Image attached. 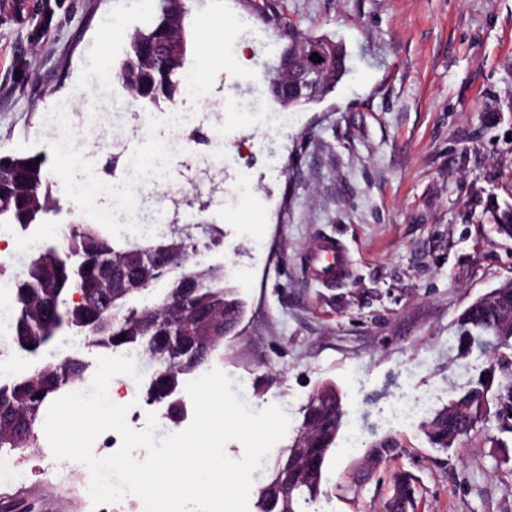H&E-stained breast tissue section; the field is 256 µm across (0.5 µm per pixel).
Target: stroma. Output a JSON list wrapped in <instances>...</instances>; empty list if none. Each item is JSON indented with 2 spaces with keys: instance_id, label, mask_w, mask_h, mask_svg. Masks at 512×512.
Wrapping results in <instances>:
<instances>
[{
  "instance_id": "1",
  "label": "stroma",
  "mask_w": 512,
  "mask_h": 512,
  "mask_svg": "<svg viewBox=\"0 0 512 512\" xmlns=\"http://www.w3.org/2000/svg\"><path fill=\"white\" fill-rule=\"evenodd\" d=\"M149 15L146 0H0V153L50 159L56 211L40 243L92 220L119 245L169 238L192 214L208 224L194 261L223 266L244 305L238 335L208 366L244 379L253 410L276 404L290 417L265 467L318 388L342 398L321 492L301 512H386L398 472L418 482L416 512H512V432L496 419L443 450L419 423L385 417L399 401L440 407L488 367L512 372V349L464 354L456 340L463 310L512 281V239L490 221L512 204V0H189L186 71L204 95L179 104L223 121L224 167L195 189L194 156L170 152L158 175L174 191L168 218L143 233L113 225L128 186L106 159L116 142L150 158L172 136L163 112L149 133L117 125L72 156L47 116L125 111L128 92L99 76ZM293 35L341 44L349 73L284 110L255 76ZM321 236L352 258L333 287L306 264ZM389 435L396 454L366 462L367 443ZM47 444L12 452L23 477H0V512H95L86 466L43 473Z\"/></svg>"
}]
</instances>
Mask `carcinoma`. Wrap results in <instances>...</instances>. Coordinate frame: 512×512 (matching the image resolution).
Returning <instances> with one entry per match:
<instances>
[{
  "label": "carcinoma",
  "mask_w": 512,
  "mask_h": 512,
  "mask_svg": "<svg viewBox=\"0 0 512 512\" xmlns=\"http://www.w3.org/2000/svg\"><path fill=\"white\" fill-rule=\"evenodd\" d=\"M159 18L150 26L136 31L129 40V54H134L137 38L157 43L166 37L158 27ZM336 76L326 80L314 76L301 85V96L320 98L336 87L347 73L346 55L335 47ZM151 97L131 93L136 101L154 107L174 102L181 94V71L166 74L159 66L147 72ZM0 198L7 206L0 210V224L21 229L42 223L52 211L44 155L0 154ZM491 220L497 231L512 237V206L494 213ZM142 251L145 268L157 263L167 265L162 281L167 288L152 296L153 289L135 284L115 293L112 282L100 277L104 268L131 250ZM196 255L192 236L174 233L163 241L132 242L119 246L97 224H74L67 234L64 248L40 246L28 253L16 276L11 299L9 329L14 345L25 354L47 352L51 360L30 363L21 371L0 377V449L11 451L30 448L37 441V429L47 409L60 394L72 391L85 381L88 362L77 354H61L55 344L60 330L75 336H93L96 347L116 353L141 347L150 355L155 368L144 390L146 404L167 406L170 419L178 421L183 412L182 389L191 375L208 361L224 341L210 345L199 343L194 324L200 305L214 310L222 319L227 313L243 310L242 304L224 289V267H200L190 263ZM198 272L204 287L186 292L181 277ZM81 300H73L74 295ZM51 304L52 313L44 316L32 310L41 299ZM512 319V288H497L486 300H477L458 319V343L469 349L478 345L494 352L512 349V335L500 333V324ZM512 403V378L495 380V371L485 370L456 396L440 408L427 412L420 421L431 445L448 449L475 432L490 416L501 417L504 402ZM306 409L325 413L336 428L343 427L342 405L325 409L319 400L308 402ZM372 453L383 459L393 455L396 440H378L371 444ZM299 449L290 444L281 451L276 464L258 491V512H279L280 506L271 491L279 473L296 465ZM394 483L405 488V495L389 507L396 512H415L416 487L410 475L400 473ZM320 484L297 480L288 486L290 512H298L299 499H313Z\"/></svg>",
  "instance_id": "carcinoma-1"
}]
</instances>
